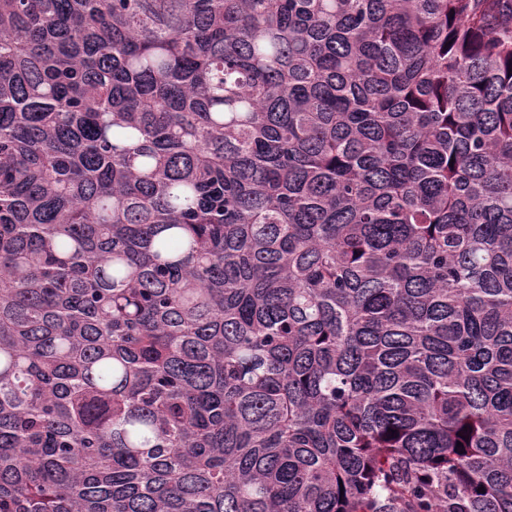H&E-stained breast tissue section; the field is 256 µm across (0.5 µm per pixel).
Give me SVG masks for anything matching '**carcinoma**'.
Wrapping results in <instances>:
<instances>
[{
    "mask_svg": "<svg viewBox=\"0 0 512 512\" xmlns=\"http://www.w3.org/2000/svg\"><path fill=\"white\" fill-rule=\"evenodd\" d=\"M0 512H512V0H0Z\"/></svg>",
    "mask_w": 512,
    "mask_h": 512,
    "instance_id": "carcinoma-1",
    "label": "carcinoma"
}]
</instances>
